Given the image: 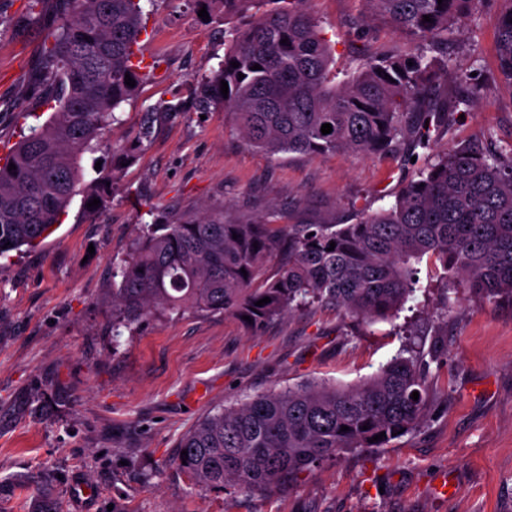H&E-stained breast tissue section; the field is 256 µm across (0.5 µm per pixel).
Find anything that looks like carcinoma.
I'll return each instance as SVG.
<instances>
[{
    "mask_svg": "<svg viewBox=\"0 0 512 512\" xmlns=\"http://www.w3.org/2000/svg\"><path fill=\"white\" fill-rule=\"evenodd\" d=\"M269 2L273 8L232 31L224 59L199 89L198 106L224 105L245 143L268 155H381L405 142L410 156L424 159L418 179L389 208L361 212L352 224L294 230L229 222L220 211L144 225L112 272V337L151 315L187 311L248 316L254 331L316 303L356 320L395 318L414 300L412 262L425 256L478 295L512 299V155H491L484 136L432 155V131L479 93L459 76L454 98L436 95L439 56L455 25L492 0H364L371 15L425 47L375 55L337 85L331 44L306 0ZM506 2L496 28L500 69L512 82V0ZM142 16V0H27L22 20L48 26L35 84L56 111L0 162V256L39 246L60 223L81 182L82 154L135 92L125 75L142 79L132 62ZM325 123L332 126L326 135ZM273 256L281 257L279 265L259 278ZM264 297L270 302L255 305ZM426 398L423 353L406 344L357 386L307 383L207 415L178 440L176 462L210 490L272 493L341 453L386 447L420 423ZM382 432L383 439L369 442ZM31 512L61 507L38 488Z\"/></svg>",
    "mask_w": 512,
    "mask_h": 512,
    "instance_id": "1",
    "label": "carcinoma"
}]
</instances>
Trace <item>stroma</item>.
<instances>
[{"label":"stroma","mask_w":512,"mask_h":512,"mask_svg":"<svg viewBox=\"0 0 512 512\" xmlns=\"http://www.w3.org/2000/svg\"><path fill=\"white\" fill-rule=\"evenodd\" d=\"M196 0H144L137 57L143 79L118 109L61 224L33 249L0 259V512H29L47 487L62 512H512V301L488 299L442 268L416 265L420 288L396 319L372 325L310 305L252 331L225 314L155 315L112 338V269L140 219L180 223L223 210L228 220L291 227L351 223L391 206L416 178L406 147L382 155L269 156L249 149L221 107L200 112L195 88L224 54L226 29L266 11ZM333 47L337 80L368 57L415 43L363 0H308ZM25 0H0V151L30 122L44 29L25 24ZM495 9L459 24L451 76L474 74L478 97L435 135L442 154L478 133L512 147V83L500 73ZM112 191L84 207L99 173ZM406 342L424 354L423 421L384 448L305 470L274 493H215L175 462L180 435L218 409L308 380L353 386ZM453 487L441 497L442 478ZM96 494L77 496L79 485Z\"/></svg>","instance_id":"obj_1"}]
</instances>
